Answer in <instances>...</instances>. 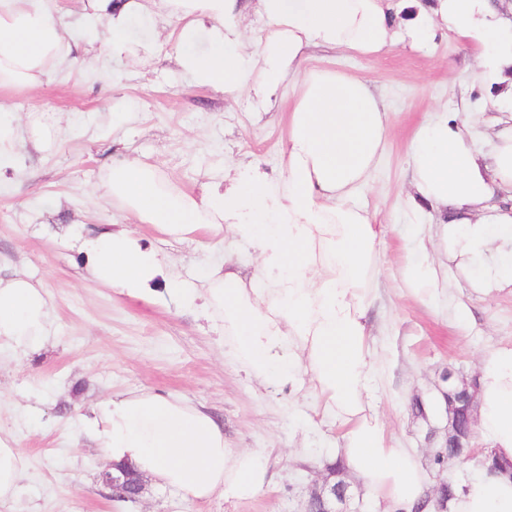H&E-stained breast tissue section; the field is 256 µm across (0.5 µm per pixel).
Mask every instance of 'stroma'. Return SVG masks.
Instances as JSON below:
<instances>
[{
    "label": "stroma",
    "mask_w": 512,
    "mask_h": 512,
    "mask_svg": "<svg viewBox=\"0 0 512 512\" xmlns=\"http://www.w3.org/2000/svg\"><path fill=\"white\" fill-rule=\"evenodd\" d=\"M73 50L33 91L1 96L16 112L17 134L0 164V277L23 273L52 298L53 339L36 356L0 350V432L15 436L27 466L14 500L0 512H301L312 482L335 452L334 432L300 395L263 387L233 362L220 342L222 325L182 309L166 292L134 298L88 279L72 226L121 224L141 243L168 255L188 277L224 255L219 239L193 235L177 242L136 223L101 195L113 161L138 158L182 190L200 192L228 165L259 164L280 173L279 144L288 128L287 90L263 105L195 84L169 46L133 55L105 51L110 31L92 21L82 0H44ZM311 64L367 78L389 112L390 135L360 201L382 228L387 261L372 309L383 353L373 393L379 417L396 444L417 449L428 487L442 471L433 459L446 446V414L435 400L442 374L475 383L487 347L512 342V293L468 288L448 272L444 300L427 307L409 296L404 266L423 261L404 243L401 199L410 181L409 146L416 128L439 106L483 97L471 51L454 34L374 56L310 48ZM155 390L200 403L224 425L234 448L261 451L271 485L253 498L197 500L151 481L141 502L125 509L98 481L107 464L77 420L102 398ZM425 412H413V399Z\"/></svg>",
    "instance_id": "1"
}]
</instances>
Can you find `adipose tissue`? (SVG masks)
I'll use <instances>...</instances> for the list:
<instances>
[{"mask_svg": "<svg viewBox=\"0 0 512 512\" xmlns=\"http://www.w3.org/2000/svg\"><path fill=\"white\" fill-rule=\"evenodd\" d=\"M95 0L111 31L113 56L129 54L127 32L138 16L173 19L165 40L195 84L223 89L228 100L249 92L258 102L293 83L288 132L280 144V177L260 167L232 168L223 184L200 195L178 189L153 165L123 160L101 182L106 199L137 223L174 240L203 232L231 236L255 252L254 272L219 262L203 277L144 249L128 230L102 229L84 243L87 273L120 292L148 297L162 280L183 306L224 326L234 360L265 386L309 397L316 416L340 432L341 459L388 512H410L424 496L416 453L397 447L380 422L372 387L380 374L368 321L370 283L380 272V230L356 201L369 184L389 135L388 113L365 78L302 66L312 45L373 56L425 44L450 31L472 42L487 106L499 111L489 154L474 146L472 113L434 109L410 147L412 191L403 209L410 245L445 252L482 289L512 287V254L490 258L493 242L512 244V13L494 0H256L265 21L249 41L239 0ZM205 37L206 55L183 53ZM70 53L54 14L37 0H0V91L40 87ZM440 235L422 231L425 209ZM408 292L430 304L448 273L435 261L407 264ZM51 296L24 275L0 278V347L26 357L50 339ZM477 431L488 452L512 462V345L479 357ZM81 423L108 462L184 495L253 498L268 484L258 451L230 448L207 409L158 392H126L98 402ZM26 469L15 437L0 436V502L12 499ZM449 512H512V477L481 478L458 489Z\"/></svg>", "mask_w": 512, "mask_h": 512, "instance_id": "1", "label": "adipose tissue"}]
</instances>
